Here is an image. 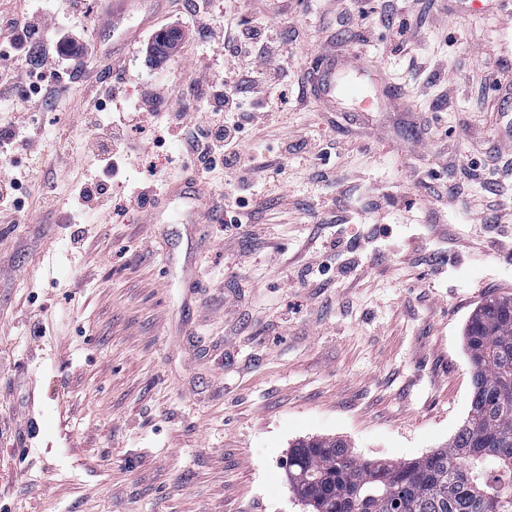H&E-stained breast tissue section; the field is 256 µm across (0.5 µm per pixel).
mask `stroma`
<instances>
[{"label":"stroma","instance_id":"35a3bbf8","mask_svg":"<svg viewBox=\"0 0 512 512\" xmlns=\"http://www.w3.org/2000/svg\"><path fill=\"white\" fill-rule=\"evenodd\" d=\"M446 3L406 45L342 0H288L290 87L272 107L345 153L333 184L289 155L287 180L250 196L261 236L220 212L183 223L178 199L162 224H75L62 194L35 223H0V512H305L286 481L295 441L401 461L456 433L465 325L512 293V227L494 223L512 204V98L476 87L512 59V0ZM326 36L345 49L332 71ZM118 57L131 99L155 79L183 89L192 66ZM312 68L364 98L296 106ZM90 91L40 113L47 156L18 158L39 181L26 205L61 182L48 160L89 169ZM444 143L458 167H439ZM316 198L327 208L306 212Z\"/></svg>","mask_w":512,"mask_h":512}]
</instances>
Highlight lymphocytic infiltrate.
Segmentation results:
<instances>
[{
  "label": "lymphocytic infiltrate",
  "instance_id": "lymphocytic-infiltrate-1",
  "mask_svg": "<svg viewBox=\"0 0 512 512\" xmlns=\"http://www.w3.org/2000/svg\"><path fill=\"white\" fill-rule=\"evenodd\" d=\"M0 10V94L14 98L15 107L0 117V153L22 151L42 155L36 110L65 99L72 79L86 76L99 60V46L87 27L67 28L35 0H7ZM288 0H267L251 21L226 11L216 18L207 0H166L163 16L141 40L154 60L182 54L190 42L203 39L223 46L227 64L214 74L206 60L196 59L189 81L180 92L151 83L124 111L103 117L106 102L119 98L120 88L100 90L93 106L81 116L82 124L102 133L101 151L109 161L99 181L80 186L76 196L82 211H90L109 180L121 176L128 160L141 159L139 142L131 131L148 132L156 146L175 141L192 169L203 175H224V214L235 225L254 223L242 192L264 183L268 175L282 176L288 155L298 151L321 159L326 148L321 138L304 134L278 142L269 152H250L245 133L260 134L281 124L282 113L271 100L288 86V65L270 21L287 16ZM34 180L26 168L0 169V223L27 224L33 213L17 193Z\"/></svg>",
  "mask_w": 512,
  "mask_h": 512
}]
</instances>
